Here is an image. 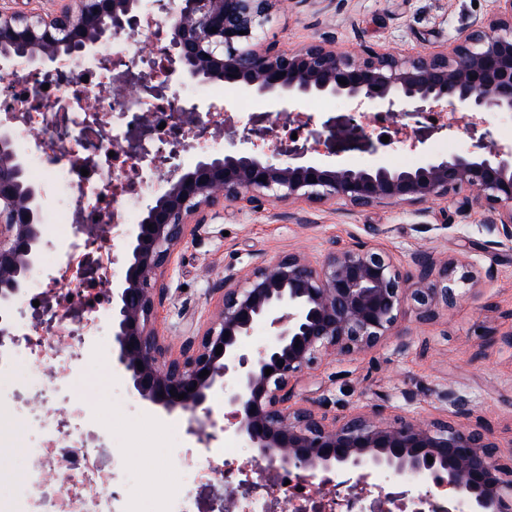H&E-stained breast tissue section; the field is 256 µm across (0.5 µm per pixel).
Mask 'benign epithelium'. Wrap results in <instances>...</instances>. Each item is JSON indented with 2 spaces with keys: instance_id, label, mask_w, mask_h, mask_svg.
I'll list each match as a JSON object with an SVG mask.
<instances>
[{
  "instance_id": "1",
  "label": "benign epithelium",
  "mask_w": 512,
  "mask_h": 512,
  "mask_svg": "<svg viewBox=\"0 0 512 512\" xmlns=\"http://www.w3.org/2000/svg\"><path fill=\"white\" fill-rule=\"evenodd\" d=\"M274 2L152 0L151 11L143 0H67L61 9L37 12L0 7V78L50 71L63 58L95 56L106 40L133 39L139 30L156 26L155 45L142 51L147 71L135 76L123 57L102 59L116 71L108 87L113 98L137 96L150 85L159 92L180 80L222 81L235 85L241 98L269 99L282 112L326 95L358 109L375 104L392 112L407 105L414 117L460 109L512 112V0H496L494 15L474 21L446 50L411 56L343 52L332 35L296 52L280 50L261 38ZM340 78L347 84L338 83ZM221 116L222 109L213 105L204 116L195 106L175 113L176 144L188 146L204 117L220 130ZM24 119L18 107L0 118V356L22 343L32 349L71 344L87 320V307L80 300L58 305L55 299L65 284L92 281L101 286L102 301L112 311V362L141 398L168 416H187L189 432L202 436L211 413L208 402L222 392L230 409L224 429L251 445L253 464L273 462L310 478L326 472L340 478L336 486H348L345 494L312 499L313 507L341 512L370 496L365 480L374 471L441 472L445 487L467 503L469 512H512V459L504 460L477 430L448 421H387L373 415L338 423L313 405L288 406L296 374L324 354L359 353L392 335L404 304L414 305L419 319L430 321L439 306L465 298L473 281L457 264L439 267L431 254L419 251L412 268L402 273L385 251L374 247L334 249L319 264L289 252L244 276L225 269L220 309L203 331L184 339L178 356L167 354L153 327L157 306L168 295L163 273L171 256L187 233L218 215L220 204L235 207L267 199L290 205L339 197L354 207L384 202L415 206L467 188L497 210L488 230L512 240V146L480 143L464 155L434 156L417 138L411 141L420 153L414 168L352 167L338 159L333 133L323 150L280 149L286 162L238 150L203 154L186 169L165 168L168 157L138 164L126 172L125 188L137 187L147 171L160 173L161 185L136 228L121 233L117 248L111 241L120 223L118 208L101 215L97 224L78 225L85 236L81 264L50 278L38 313L17 317L14 306L44 247V194L27 181L26 160L13 144L15 126ZM148 133L143 115L129 131L126 151L134 153ZM105 249L112 264L124 269L122 276L100 274L95 253ZM258 324L271 340L256 349L247 339ZM219 345L223 351L218 355ZM279 360L284 365H277ZM267 368L273 369L268 376ZM204 369L209 375L201 378ZM176 393L185 397L180 400ZM240 473L247 478L218 471V484H205L200 512H233L240 499L252 495L257 485L248 478L250 469L242 467ZM46 477L53 486L72 480L60 464L49 467ZM265 489L273 512L302 510L273 480ZM407 496L397 491L374 500L369 509L389 512Z\"/></svg>"
}]
</instances>
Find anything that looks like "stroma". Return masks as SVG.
<instances>
[{"label": "stroma", "instance_id": "stroma-1", "mask_svg": "<svg viewBox=\"0 0 512 512\" xmlns=\"http://www.w3.org/2000/svg\"><path fill=\"white\" fill-rule=\"evenodd\" d=\"M495 8V0H333L322 11L311 0H292L290 7L274 8L263 39L296 51L331 34L342 51L367 47L411 55L444 49ZM223 106L224 126L214 136V152L240 146L245 128L256 125L266 130L257 141L264 155L291 139L311 147L317 136L334 132L346 163L389 162L387 155L371 149L376 141L371 123L345 100L329 98L318 111L306 100L296 112L281 115L273 103L242 100L233 89ZM490 216L489 207L472 201L465 188L420 206L354 208L339 198L291 205L264 199L241 210L228 207L176 249L164 273L169 293L154 327L170 355H178L185 336L204 329L218 305L219 280L228 267L248 270L288 252L317 264L331 246L366 244L383 248L405 271L417 250L429 251L437 262L452 261L469 272L477 284L474 295L456 306L439 307L428 323L405 305L394 336L355 355L322 356L294 377L290 403H313L341 420L364 414L452 421L483 432L506 458L512 456V242L486 231ZM45 239L41 263L32 274L42 287L57 275L68 248L58 225H46ZM110 318L109 309L99 310L100 335L85 342L80 362L65 378L50 376L49 361L12 354L0 360V380L19 386L29 370L39 369L44 377L40 391L51 411L68 406L70 394L80 396L85 414L108 430L112 448L134 472L116 486L120 496L149 504L180 494L177 463L188 452L209 457L232 445L242 461L251 460V448L224 429L222 396L210 404L213 425L204 443L187 433L184 420L163 416L142 402L124 372L112 366ZM447 391L461 396L464 406L450 407L442 398ZM35 438L24 416L0 408V448L11 451L7 463L0 464V505L9 512L16 506L14 494L29 464L26 450Z\"/></svg>", "mask_w": 512, "mask_h": 512}]
</instances>
